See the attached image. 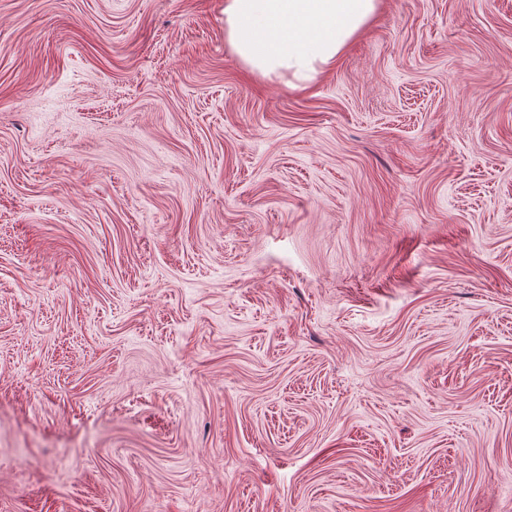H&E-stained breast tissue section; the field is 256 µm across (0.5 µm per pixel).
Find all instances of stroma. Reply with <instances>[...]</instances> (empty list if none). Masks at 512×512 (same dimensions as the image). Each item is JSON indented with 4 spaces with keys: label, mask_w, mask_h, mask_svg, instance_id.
<instances>
[{
    "label": "stroma",
    "mask_w": 512,
    "mask_h": 512,
    "mask_svg": "<svg viewBox=\"0 0 512 512\" xmlns=\"http://www.w3.org/2000/svg\"><path fill=\"white\" fill-rule=\"evenodd\" d=\"M0 512H512V0H0ZM381 0H224V38L250 77L308 90L376 16Z\"/></svg>",
    "instance_id": "1"
}]
</instances>
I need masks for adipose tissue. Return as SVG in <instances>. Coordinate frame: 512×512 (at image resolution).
I'll return each mask as SVG.
<instances>
[{
  "label": "adipose tissue",
  "mask_w": 512,
  "mask_h": 512,
  "mask_svg": "<svg viewBox=\"0 0 512 512\" xmlns=\"http://www.w3.org/2000/svg\"><path fill=\"white\" fill-rule=\"evenodd\" d=\"M381 0H224V38L249 76L307 90L333 69Z\"/></svg>",
  "instance_id": "adipose-tissue-1"
}]
</instances>
